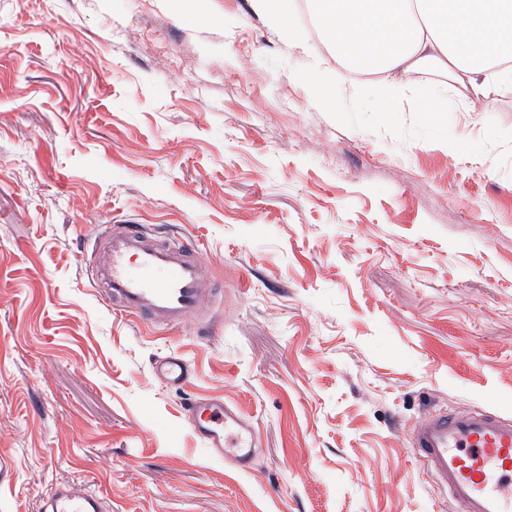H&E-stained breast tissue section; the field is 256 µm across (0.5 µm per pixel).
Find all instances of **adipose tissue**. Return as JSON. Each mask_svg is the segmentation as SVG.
Here are the masks:
<instances>
[{"mask_svg": "<svg viewBox=\"0 0 512 512\" xmlns=\"http://www.w3.org/2000/svg\"><path fill=\"white\" fill-rule=\"evenodd\" d=\"M312 12L314 59L356 71L374 58L381 92H394L389 76L433 65L474 98L512 88V0H321Z\"/></svg>", "mask_w": 512, "mask_h": 512, "instance_id": "adipose-tissue-1", "label": "adipose tissue"}]
</instances>
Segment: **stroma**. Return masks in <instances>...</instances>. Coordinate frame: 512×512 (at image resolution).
Returning <instances> with one entry per match:
<instances>
[{
	"label": "stroma",
	"mask_w": 512,
	"mask_h": 512,
	"mask_svg": "<svg viewBox=\"0 0 512 512\" xmlns=\"http://www.w3.org/2000/svg\"><path fill=\"white\" fill-rule=\"evenodd\" d=\"M290 2L296 44L251 0H0V512L61 482L110 512H455L410 430L512 419V91L331 68L328 104ZM106 224L199 246L198 319L114 312ZM197 397L255 425L248 471ZM155 372L175 386H181L189 377L187 364L177 355L160 360L155 366ZM195 419V435L205 442L212 456L250 469L257 452L255 431L237 411L216 400H193L188 404Z\"/></svg>",
	"instance_id": "stroma-1"
}]
</instances>
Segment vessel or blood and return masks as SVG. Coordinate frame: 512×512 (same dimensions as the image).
<instances>
[{
    "label": "vessel or blood",
    "mask_w": 512,
    "mask_h": 512,
    "mask_svg": "<svg viewBox=\"0 0 512 512\" xmlns=\"http://www.w3.org/2000/svg\"><path fill=\"white\" fill-rule=\"evenodd\" d=\"M106 259L96 266L93 288L111 295L116 311L176 326L197 314L206 291L197 250L171 245L126 224L100 232ZM156 373L179 386L189 377L176 355L160 360ZM195 435L212 456L249 469L257 452L255 431L237 411L216 400L191 401ZM415 457L434 473L456 512H512V419L482 410H443L413 428ZM105 501L85 486L56 485L41 512H106Z\"/></svg>",
    "instance_id": "b4317fda"
}]
</instances>
